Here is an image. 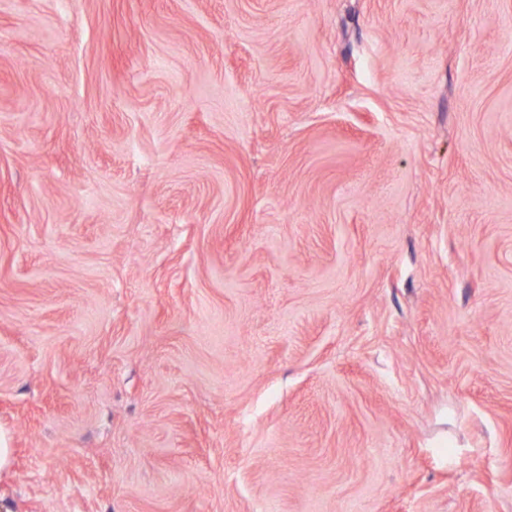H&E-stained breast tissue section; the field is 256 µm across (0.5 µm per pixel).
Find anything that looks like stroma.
Instances as JSON below:
<instances>
[{"label": "stroma", "instance_id": "obj_1", "mask_svg": "<svg viewBox=\"0 0 512 512\" xmlns=\"http://www.w3.org/2000/svg\"><path fill=\"white\" fill-rule=\"evenodd\" d=\"M0 512H512V0H0Z\"/></svg>", "mask_w": 512, "mask_h": 512}]
</instances>
